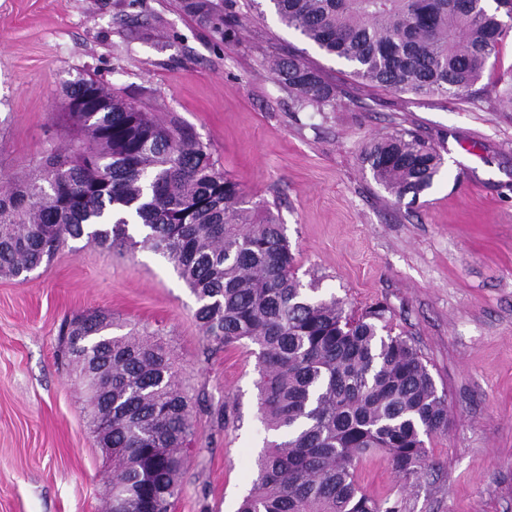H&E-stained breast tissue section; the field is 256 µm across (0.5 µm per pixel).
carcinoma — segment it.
I'll return each instance as SVG.
<instances>
[{"mask_svg": "<svg viewBox=\"0 0 512 512\" xmlns=\"http://www.w3.org/2000/svg\"><path fill=\"white\" fill-rule=\"evenodd\" d=\"M287 28L371 85L418 96H469L512 20V0H267ZM186 8L204 22L211 0ZM300 107L336 91L294 56L273 65ZM55 124L74 141L49 147L0 189V276L25 281L70 239L144 245L173 265L198 301L216 348L258 347L259 411L274 432L238 512H401L367 495L359 465L387 455L395 476L420 479L425 439L448 430V406L418 349L394 335L386 308L360 316L297 279L284 226L246 206L209 147L91 76L67 82ZM374 180L400 200L429 190L438 151L402 129L363 154ZM142 239H135V235ZM112 314L65 322L58 355L87 390L98 443L112 447V512H170L191 445L189 400L165 346L111 334ZM98 378L86 380L83 360Z\"/></svg>", "mask_w": 512, "mask_h": 512, "instance_id": "cac0c4a2", "label": "carcinoma"}]
</instances>
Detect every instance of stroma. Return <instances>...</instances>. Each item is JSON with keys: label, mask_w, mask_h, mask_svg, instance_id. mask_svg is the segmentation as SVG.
<instances>
[{"label": "stroma", "mask_w": 512, "mask_h": 512, "mask_svg": "<svg viewBox=\"0 0 512 512\" xmlns=\"http://www.w3.org/2000/svg\"><path fill=\"white\" fill-rule=\"evenodd\" d=\"M222 31L184 0H0V185L42 155L61 87L92 74L207 144L250 205L283 224L302 283L358 314L387 305L448 405L426 442L434 469L399 483L386 456L363 489L402 512H512V28L476 98L359 82L249 0H213ZM301 56L335 85L298 108L271 69ZM409 129L444 164L418 199L395 200L361 155ZM190 288L146 248L68 241L28 281L0 277V512H104L111 462L83 386L56 358L74 315L105 310L121 332L163 340L190 400L193 437L172 512H236L271 434L259 418L256 346L210 343Z\"/></svg>", "instance_id": "35a3bbf8"}]
</instances>
